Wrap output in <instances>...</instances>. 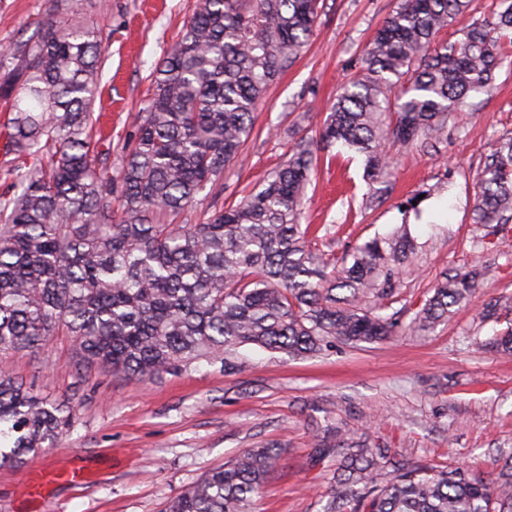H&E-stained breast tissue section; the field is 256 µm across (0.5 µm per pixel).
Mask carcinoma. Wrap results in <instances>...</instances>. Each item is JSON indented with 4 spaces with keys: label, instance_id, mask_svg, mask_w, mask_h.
Masks as SVG:
<instances>
[{
    "label": "carcinoma",
    "instance_id": "carcinoma-1",
    "mask_svg": "<svg viewBox=\"0 0 512 512\" xmlns=\"http://www.w3.org/2000/svg\"><path fill=\"white\" fill-rule=\"evenodd\" d=\"M320 0H196L181 36L153 72V94L117 148L93 112L103 51L99 29L56 16L0 53V153L11 157L0 192V354L40 350L67 336L78 364L138 381L193 361L224 360L254 344L292 357L332 341L372 343L395 323L367 307L398 286L414 243L406 229L355 246L336 266L309 248L300 216L320 155L340 145L364 157V176L391 167L381 141L435 140L472 93L494 85L512 0L461 28L470 0H400L375 33L361 70L338 89L317 141L294 142L287 161L238 204L201 224H170L192 207L251 136L259 99L307 45ZM397 96H390L393 85ZM473 223L512 221V136L487 155ZM476 288L471 273L434 286L415 317L448 319ZM492 346L512 354V319ZM75 405L0 378V466L54 444ZM333 470L326 512H512V463L494 478L463 467L396 459L354 437L319 449ZM277 448H254L209 471L166 512H250L274 471Z\"/></svg>",
    "mask_w": 512,
    "mask_h": 512
}]
</instances>
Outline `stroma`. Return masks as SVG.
<instances>
[{
    "mask_svg": "<svg viewBox=\"0 0 512 512\" xmlns=\"http://www.w3.org/2000/svg\"><path fill=\"white\" fill-rule=\"evenodd\" d=\"M195 0H0V47L30 36L39 21L73 11L97 27L104 50L96 111L113 142L128 134L151 96L150 74L175 41ZM399 0H323L308 47L268 87L253 132L180 223L203 221L237 204L286 159L299 137L318 134L338 86L353 75L375 32ZM512 135V64L487 93L471 95L439 139L408 148L390 140L387 188L367 202L363 159L321 161L301 221L321 225L311 247L330 259L407 225L415 251L384 313L391 339L335 343L307 357L243 345L227 362H194L147 382L84 368L66 337L38 352L0 355V374L77 406L74 427L56 446L0 467V512H164L185 487L250 448L277 447L280 461L252 512H323L331 474L318 448L337 432L368 435L399 455L487 474L512 456V356L471 346L506 323L486 321L487 305L512 306V223L471 221L476 177L491 145ZM417 206H410V199ZM477 269L471 301L429 330L415 316L443 276ZM81 468L82 485L28 492L36 470Z\"/></svg>",
    "mask_w": 512,
    "mask_h": 512,
    "instance_id": "35a3bbf8",
    "label": "stroma"
}]
</instances>
